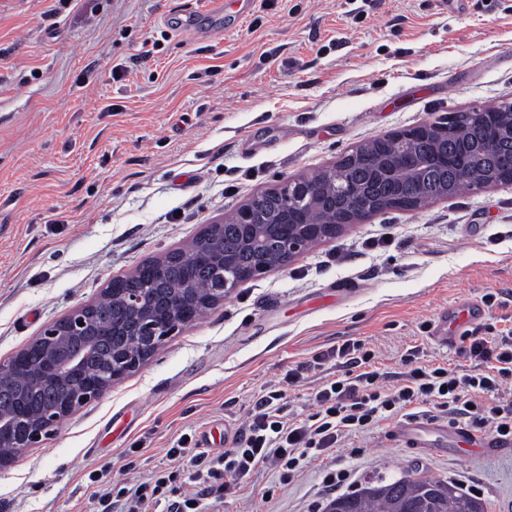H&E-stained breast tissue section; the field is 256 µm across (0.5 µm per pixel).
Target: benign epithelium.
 I'll use <instances>...</instances> for the list:
<instances>
[{
    "instance_id": "benign-epithelium-1",
    "label": "benign epithelium",
    "mask_w": 512,
    "mask_h": 512,
    "mask_svg": "<svg viewBox=\"0 0 512 512\" xmlns=\"http://www.w3.org/2000/svg\"><path fill=\"white\" fill-rule=\"evenodd\" d=\"M465 118L495 130L497 135L512 142L511 112L491 108L467 112ZM465 132L463 123L451 127L446 122L435 121L379 136L340 158L342 164L353 163L362 157L361 149L372 151L385 146V151L376 157L372 174L362 183H350L344 194L336 195L322 179L289 181L278 189L256 193L230 221L237 223L240 235L247 239L254 234L255 216L266 210L270 197L280 198L277 218L274 223L265 225L264 231L281 234L280 264L285 265L309 246L335 237L346 226L359 223L389 202L387 182L395 175L401 161H407L415 182L435 180V172L444 165H465L474 149L472 144L464 149L459 147L457 139ZM429 136L435 143L434 152L428 157L403 156L396 151V146L405 139ZM309 196L324 202L322 220L318 224H298L296 208ZM269 268L270 265L259 262L244 269L226 258L221 291H228ZM120 296L131 312L130 317L104 327L93 321L91 307H83L46 327L29 345L7 362L0 363V448L22 451L38 446L51 426L68 417L79 404L100 396L113 382L139 369L167 337L194 324L206 311L205 306L200 305L180 323L167 312L168 299L160 292L148 297L137 292L112 294L115 299ZM103 339L112 344L111 353L95 377L85 381V359ZM21 373L40 382L52 394L51 402L38 412L29 411L23 392L8 389Z\"/></svg>"
}]
</instances>
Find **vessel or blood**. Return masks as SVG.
<instances>
[{
	"mask_svg": "<svg viewBox=\"0 0 512 512\" xmlns=\"http://www.w3.org/2000/svg\"><path fill=\"white\" fill-rule=\"evenodd\" d=\"M476 321V312L470 305H462L453 317H440L433 325L432 338L442 346L454 342L458 333ZM390 438L401 447L424 453L437 452L447 441H455L459 451L485 454L512 448V442L471 430L458 423L447 425L422 417H407L395 425Z\"/></svg>",
	"mask_w": 512,
	"mask_h": 512,
	"instance_id": "1",
	"label": "vessel or blood"
}]
</instances>
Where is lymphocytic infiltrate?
<instances>
[{
	"label": "lymphocytic infiltrate",
	"instance_id": "f902f5d3",
	"mask_svg": "<svg viewBox=\"0 0 512 512\" xmlns=\"http://www.w3.org/2000/svg\"><path fill=\"white\" fill-rule=\"evenodd\" d=\"M460 352L473 364L472 371L463 375L442 366L421 365L418 350H411L405 371L389 386L380 383L372 368L375 353L361 341L319 353L308 367L288 371L255 402L239 436L223 453L211 457L195 452L189 437H180L167 451L171 469L120 487L116 493L101 494L100 512H148L162 500L167 512H199L198 499L177 495L184 462L192 467L191 479L217 495L265 469L277 470L281 484H288L312 462L326 459L346 438L371 432L408 409L425 408L465 421L474 431H502L511 437L512 328L494 335L489 326L473 327L461 336ZM333 357L343 360L346 370L316 388L312 413L287 414L288 393L303 382L306 368H319Z\"/></svg>",
	"mask_w": 512,
	"mask_h": 512
}]
</instances>
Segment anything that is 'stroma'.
Returning a JSON list of instances; mask_svg holds the SVG:
<instances>
[{"label": "stroma", "mask_w": 512, "mask_h": 512, "mask_svg": "<svg viewBox=\"0 0 512 512\" xmlns=\"http://www.w3.org/2000/svg\"><path fill=\"white\" fill-rule=\"evenodd\" d=\"M193 3L0 0V362L256 192L375 137L512 102V0H257L204 36L179 29ZM462 299L480 323L512 326V185L374 214L241 282L1 468L0 512H95L90 473L146 481L184 434L223 447L270 384L348 340L388 376L413 348L464 369L430 336ZM391 427L338 449L336 467L361 482L461 478L487 512H512V452L418 454ZM321 470L286 485L267 470L219 499L182 492L203 512H313L343 493Z\"/></svg>", "instance_id": "stroma-1"}]
</instances>
